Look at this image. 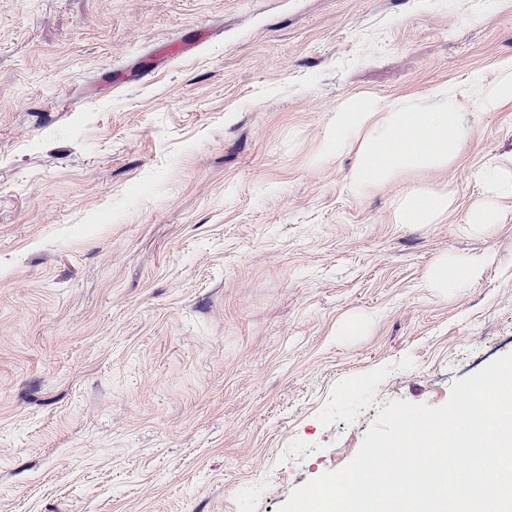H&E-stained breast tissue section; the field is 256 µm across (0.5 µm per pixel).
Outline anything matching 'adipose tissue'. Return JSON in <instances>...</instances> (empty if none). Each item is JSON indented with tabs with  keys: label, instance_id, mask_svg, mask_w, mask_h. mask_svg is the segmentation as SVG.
<instances>
[{
	"label": "adipose tissue",
	"instance_id": "1",
	"mask_svg": "<svg viewBox=\"0 0 512 512\" xmlns=\"http://www.w3.org/2000/svg\"><path fill=\"white\" fill-rule=\"evenodd\" d=\"M461 96L481 100L490 108L512 103V59L500 65V76L485 84L475 75L460 91ZM440 102L434 112L392 109L378 118L373 109L344 105L325 136L327 151L356 143L360 162L352 174L355 191L366 192L411 170L447 165L461 153L469 132L462 120L457 100L443 89H434ZM452 201L450 190H410L396 208L400 224H432L444 215ZM479 278L478 270L462 259L440 258L427 275L432 288H455Z\"/></svg>",
	"mask_w": 512,
	"mask_h": 512
}]
</instances>
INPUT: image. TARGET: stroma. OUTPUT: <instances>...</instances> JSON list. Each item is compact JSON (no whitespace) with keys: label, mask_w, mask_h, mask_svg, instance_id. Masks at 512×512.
Returning a JSON list of instances; mask_svg holds the SVG:
<instances>
[{"label":"stroma","mask_w":512,"mask_h":512,"mask_svg":"<svg viewBox=\"0 0 512 512\" xmlns=\"http://www.w3.org/2000/svg\"><path fill=\"white\" fill-rule=\"evenodd\" d=\"M510 58L512 0H0V512H278L512 354V195L467 222L512 104L366 194L323 153L347 102ZM412 189L453 203L396 223ZM443 256L480 278L428 287Z\"/></svg>","instance_id":"stroma-1"}]
</instances>
